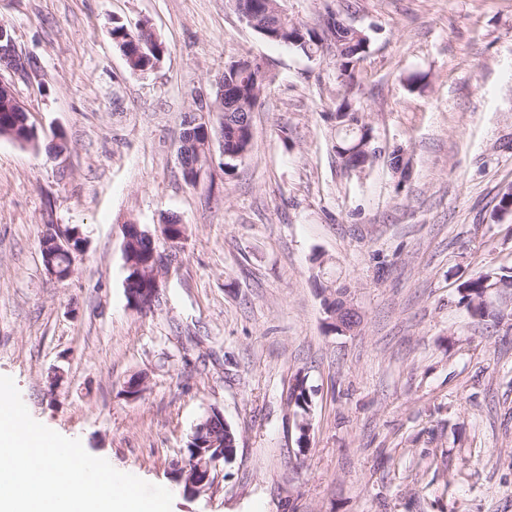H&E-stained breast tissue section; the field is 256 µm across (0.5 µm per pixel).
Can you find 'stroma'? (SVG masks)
Returning a JSON list of instances; mask_svg holds the SVG:
<instances>
[{
	"mask_svg": "<svg viewBox=\"0 0 512 512\" xmlns=\"http://www.w3.org/2000/svg\"><path fill=\"white\" fill-rule=\"evenodd\" d=\"M0 21L26 61L5 78L40 141L0 136V375L36 421L167 488L172 512H512V292L491 295L494 324L459 293L512 269V216L497 213L512 187V0H359L371 43L351 85L332 44L309 58L269 42L231 0H0ZM116 22L151 26L156 70L128 69ZM241 57L270 78L253 150L229 174L214 153L187 183L181 116ZM345 99L408 178L383 160L346 173ZM170 214L187 227L181 261L140 312L124 227L162 252ZM51 224L86 240L63 281L42 261ZM329 279L362 315L352 333L328 327ZM298 377L304 451L287 404ZM213 407L236 454L193 495L172 465Z\"/></svg>",
	"mask_w": 512,
	"mask_h": 512,
	"instance_id": "stroma-1",
	"label": "stroma"
}]
</instances>
